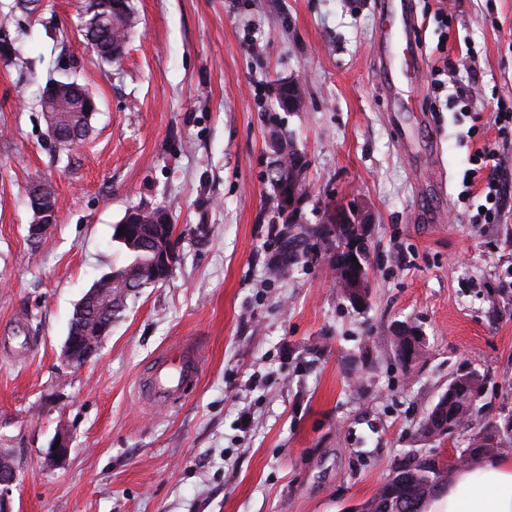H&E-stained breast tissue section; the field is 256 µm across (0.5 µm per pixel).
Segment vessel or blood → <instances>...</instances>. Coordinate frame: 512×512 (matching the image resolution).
<instances>
[{
	"label": "vessel or blood",
	"instance_id": "vessel-or-blood-1",
	"mask_svg": "<svg viewBox=\"0 0 512 512\" xmlns=\"http://www.w3.org/2000/svg\"><path fill=\"white\" fill-rule=\"evenodd\" d=\"M380 42L376 57L387 94L399 92V85L410 70L418 68L422 58L417 51L400 56L401 39L408 27L407 16L399 12L394 0H382L379 11ZM200 356L188 348H173L158 356L141 379V391L156 405L174 407L199 378Z\"/></svg>",
	"mask_w": 512,
	"mask_h": 512
}]
</instances>
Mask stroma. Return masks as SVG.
<instances>
[{
	"instance_id": "obj_1",
	"label": "stroma",
	"mask_w": 512,
	"mask_h": 512,
	"mask_svg": "<svg viewBox=\"0 0 512 512\" xmlns=\"http://www.w3.org/2000/svg\"><path fill=\"white\" fill-rule=\"evenodd\" d=\"M88 0H0V448L19 456L14 512H351L406 451H449L416 429L457 369L488 378L480 401L512 413V136L471 122L512 102V0H409L424 58L398 112L375 56L380 0H131L139 24L118 65L79 30ZM445 9L447 22L437 11ZM474 58L435 86L429 51ZM70 77L98 111L63 149L37 98ZM306 90L284 111L281 82ZM306 155L305 224L329 204L374 217L368 303L341 300L327 256L271 276L278 220L269 132ZM499 148L501 221L463 180L477 147ZM57 194L56 222L28 233L26 192ZM165 208L179 261L131 293L110 335L76 369L60 353L75 304L126 265L113 226ZM424 334L405 371L393 326ZM201 357L177 408L151 405L139 379L171 345ZM71 449L48 451L57 435Z\"/></svg>"
}]
</instances>
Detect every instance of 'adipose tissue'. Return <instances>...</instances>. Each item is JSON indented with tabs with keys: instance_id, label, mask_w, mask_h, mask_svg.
I'll return each mask as SVG.
<instances>
[{
	"instance_id": "ef3b65f1",
	"label": "adipose tissue",
	"mask_w": 512,
	"mask_h": 512,
	"mask_svg": "<svg viewBox=\"0 0 512 512\" xmlns=\"http://www.w3.org/2000/svg\"><path fill=\"white\" fill-rule=\"evenodd\" d=\"M426 512H512V457L487 461L475 470L458 471Z\"/></svg>"
}]
</instances>
